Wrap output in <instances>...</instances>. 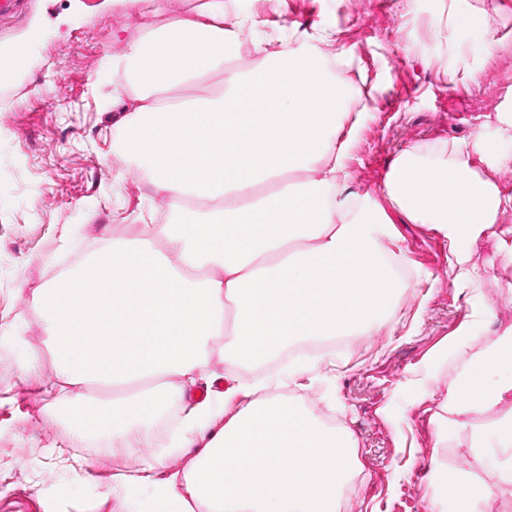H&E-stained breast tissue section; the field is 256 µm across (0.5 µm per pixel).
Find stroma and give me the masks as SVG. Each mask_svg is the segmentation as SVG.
Wrapping results in <instances>:
<instances>
[{
	"instance_id": "1",
	"label": "stroma",
	"mask_w": 512,
	"mask_h": 512,
	"mask_svg": "<svg viewBox=\"0 0 512 512\" xmlns=\"http://www.w3.org/2000/svg\"><path fill=\"white\" fill-rule=\"evenodd\" d=\"M493 3L501 7L492 23L499 44L490 50L480 29L448 25L443 0H248L246 13L224 17L240 39L228 65L246 72L286 44L309 48L329 36L347 54L331 71L351 100L337 132L352 140L345 191L383 205L385 176L409 146L479 130L493 152L512 154V135L495 120L512 106V0H464L484 9ZM183 8L182 0H27L22 14L0 19V61H13L16 72L0 85V361L8 363L0 368V512H139L151 488L117 485L126 455L163 458L153 483L193 462L194 449L172 445L181 401L120 439L72 432L54 388L50 338L32 312L35 289L61 280L72 256H87L114 229L133 234L167 223L182 205L115 154L124 105L104 110L102 96L115 86L108 57L126 51L142 18L162 21ZM32 27L42 31L39 43L26 40ZM363 110L367 118L353 128L352 114ZM382 232L413 274L395 318L295 380L286 378L293 360L237 375L267 376L287 399L315 400L351 430L361 467L340 512H453L442 472L496 485L478 512H512V485L499 483L494 467L477 466L467 434L437 418L456 365L442 353L456 334L482 342L512 326V265L498 254L500 238L512 239V210L466 245L481 275L475 288L449 279L448 245L433 225L396 214ZM421 376L426 386H417ZM29 445L42 454L15 456Z\"/></svg>"
}]
</instances>
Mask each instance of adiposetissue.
Listing matches in <instances>:
<instances>
[{
  "mask_svg": "<svg viewBox=\"0 0 512 512\" xmlns=\"http://www.w3.org/2000/svg\"><path fill=\"white\" fill-rule=\"evenodd\" d=\"M241 9L242 0H200L165 23L141 21L138 39L112 60L131 94L114 149L156 193L193 207L175 224L114 230L67 279L35 293L59 386L129 389L105 410L73 400L66 417L78 432L134 433L162 399L189 398L213 357L233 368L298 336H347L395 316L389 276H358L363 263L386 258L380 227L390 211L434 225L448 241L449 278L475 286L480 275L461 245L512 209V195L477 168L511 165L512 154L491 153L479 132L402 150L386 176L387 205L344 194L350 143L336 131L346 87L321 54L292 46L249 73L227 68L238 33L224 15ZM215 75L222 93L182 98ZM303 171L314 179L293 181ZM96 325L114 344L79 343ZM222 335L227 345L217 344ZM450 349L458 364L448 419L468 431L476 464L492 448L507 453L498 477L512 484V375L487 387L475 379L512 365V327L480 345L459 334ZM227 382L231 416L208 400L191 403L183 434L202 446L189 470L154 486L142 512H337L357 465L352 434L314 421L269 381ZM493 409L490 434L473 417Z\"/></svg>",
  "mask_w": 512,
  "mask_h": 512,
  "instance_id": "obj_1",
  "label": "adipose tissue"
}]
</instances>
